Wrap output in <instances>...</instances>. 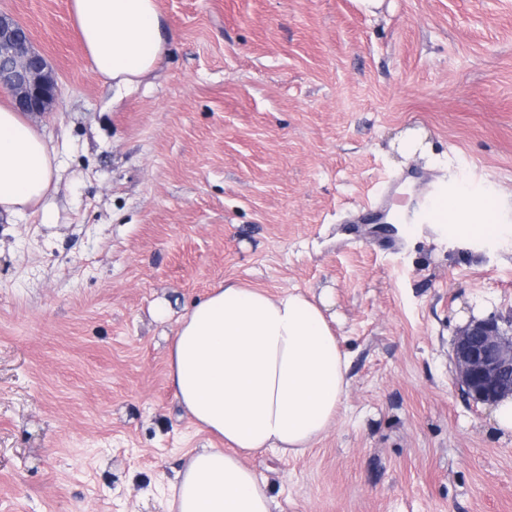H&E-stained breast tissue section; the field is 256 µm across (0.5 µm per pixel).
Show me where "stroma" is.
Listing matches in <instances>:
<instances>
[{"instance_id":"stroma-1","label":"stroma","mask_w":512,"mask_h":512,"mask_svg":"<svg viewBox=\"0 0 512 512\" xmlns=\"http://www.w3.org/2000/svg\"><path fill=\"white\" fill-rule=\"evenodd\" d=\"M68 2L0 0L60 88L46 205L0 217V512H166L222 445L176 403L168 338L226 282L330 289L351 358L313 448L246 459L276 512H512V433L452 361L469 319L512 315V234L371 221L439 184L512 205V0H157L174 46L118 95Z\"/></svg>"}]
</instances>
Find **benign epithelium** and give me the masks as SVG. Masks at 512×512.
<instances>
[{
  "label": "benign epithelium",
  "instance_id": "benign-epithelium-1",
  "mask_svg": "<svg viewBox=\"0 0 512 512\" xmlns=\"http://www.w3.org/2000/svg\"><path fill=\"white\" fill-rule=\"evenodd\" d=\"M0 88L10 92L20 111L39 116L57 95L56 79L28 29L0 13ZM512 318L472 319L459 328L452 357L459 389L487 405L512 395Z\"/></svg>",
  "mask_w": 512,
  "mask_h": 512
}]
</instances>
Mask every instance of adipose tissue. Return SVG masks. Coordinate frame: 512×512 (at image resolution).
Masks as SVG:
<instances>
[{
    "label": "adipose tissue",
    "mask_w": 512,
    "mask_h": 512,
    "mask_svg": "<svg viewBox=\"0 0 512 512\" xmlns=\"http://www.w3.org/2000/svg\"><path fill=\"white\" fill-rule=\"evenodd\" d=\"M69 10L91 71L118 91L152 74L173 38L157 0H70ZM56 171L39 129L11 101L0 102V214L38 207ZM432 208L467 241L505 230L495 193L454 191L437 196ZM331 302L327 290L270 295L227 284L177 319L169 352L175 397L225 445L189 454L170 487L168 512H272L271 487L242 456L301 454L339 417L349 359L326 318Z\"/></svg>",
    "instance_id": "adipose-tissue-1"
}]
</instances>
